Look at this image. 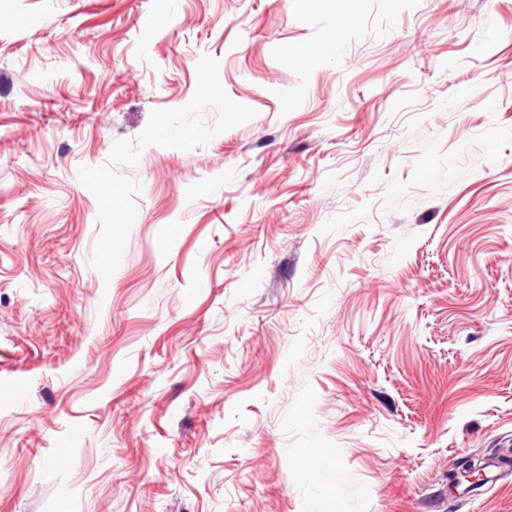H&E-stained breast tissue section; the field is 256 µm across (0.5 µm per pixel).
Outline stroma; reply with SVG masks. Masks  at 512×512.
<instances>
[{
	"label": "stroma",
	"mask_w": 512,
	"mask_h": 512,
	"mask_svg": "<svg viewBox=\"0 0 512 512\" xmlns=\"http://www.w3.org/2000/svg\"><path fill=\"white\" fill-rule=\"evenodd\" d=\"M512 0H0V512H512Z\"/></svg>",
	"instance_id": "stroma-1"
}]
</instances>
